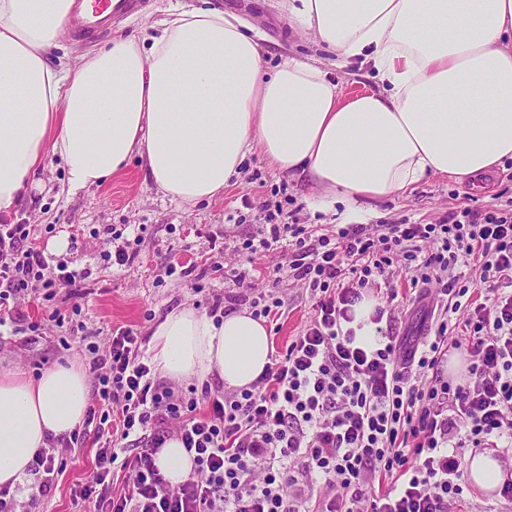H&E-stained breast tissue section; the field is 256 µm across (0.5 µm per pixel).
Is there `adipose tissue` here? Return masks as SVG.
I'll return each instance as SVG.
<instances>
[{
    "instance_id": "adipose-tissue-1",
    "label": "adipose tissue",
    "mask_w": 512,
    "mask_h": 512,
    "mask_svg": "<svg viewBox=\"0 0 512 512\" xmlns=\"http://www.w3.org/2000/svg\"><path fill=\"white\" fill-rule=\"evenodd\" d=\"M293 24L344 59L372 61L380 90L342 92L311 59L266 73L234 16L170 0L140 34L77 64L50 62L73 0H0V212L60 158L76 194L132 156L170 201L220 197L253 147L327 203L384 200L429 175L465 182L512 159V0H284ZM265 321L192 307L152 333L160 377L249 387L270 364ZM89 404L84 369L0 371V486L19 484L46 434Z\"/></svg>"
}]
</instances>
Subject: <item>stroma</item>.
Returning a JSON list of instances; mask_svg holds the SVG:
<instances>
[{"instance_id":"35a3bbf8","label":"stroma","mask_w":512,"mask_h":512,"mask_svg":"<svg viewBox=\"0 0 512 512\" xmlns=\"http://www.w3.org/2000/svg\"><path fill=\"white\" fill-rule=\"evenodd\" d=\"M208 2L258 33L265 69L290 56L310 57L328 70L345 94L377 89L371 65L343 61L317 45L312 36L289 23L282 0ZM64 180L62 162L53 160L26 188L17 209L0 213V224L32 225L40 247L65 238L67 247L54 253V261L78 274L74 288L82 297L80 304H73L62 292L51 305L61 311L64 322L49 320L41 303L21 300L25 321L40 325L39 343L27 345L21 333L0 335V369H18L33 378L58 363L88 365L87 342L106 345L116 328L148 336L171 310L191 306L207 313L215 299L240 295L282 300L279 330L270 340L272 349L284 348L309 321L312 292L289 275L286 252L253 255L243 250V243L258 236L270 211L277 212L278 223L309 225L320 235H333L348 221L344 203L329 211L319 209L317 187L275 172L257 149L248 154L238 183L225 187L223 196L194 206L164 198L146 181L136 161L108 182L72 196L65 192ZM493 204H512L511 159L471 182L428 176L405 196L368 200L360 207L369 224H444L450 212L464 207L481 212ZM116 232L130 239L133 255L118 274L109 260ZM276 267L281 270L279 278L269 277V270ZM233 268L245 273L246 287L227 277V270ZM411 274L407 262L398 261L392 270L398 299H388L386 292L377 290L372 297L378 304L392 305L398 329L413 333L421 316L405 299ZM63 338L69 348L60 346ZM95 453V445L89 443L64 450L66 467L52 497L39 498L35 487L26 486L16 496L17 512H75L71 491L92 480Z\"/></svg>"}]
</instances>
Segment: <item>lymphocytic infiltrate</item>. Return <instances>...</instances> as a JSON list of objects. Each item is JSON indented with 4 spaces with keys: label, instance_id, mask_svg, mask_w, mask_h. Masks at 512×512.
Returning <instances> with one entry per match:
<instances>
[{
    "label": "lymphocytic infiltrate",
    "instance_id": "lymphocytic-infiltrate-1",
    "mask_svg": "<svg viewBox=\"0 0 512 512\" xmlns=\"http://www.w3.org/2000/svg\"><path fill=\"white\" fill-rule=\"evenodd\" d=\"M297 224H273L246 247L283 246L294 279L314 293V314L250 387L203 385L183 398L156 378L146 337L117 328L88 344L96 378L81 425L48 436L28 467L40 496L61 470L55 450L96 444L92 482L72 493L84 512H448L463 493L462 449L512 447V208L460 211L447 224H347L307 244ZM413 262L409 288L424 304L418 336L395 332L376 306L377 346H357L355 308L385 285L395 258ZM49 263L24 224H0V326L19 301H52L75 276ZM470 302L468 342L448 334ZM467 373L447 379L451 352ZM193 457L181 484L155 464L167 440ZM121 490H114V481Z\"/></svg>",
    "mask_w": 512,
    "mask_h": 512
}]
</instances>
